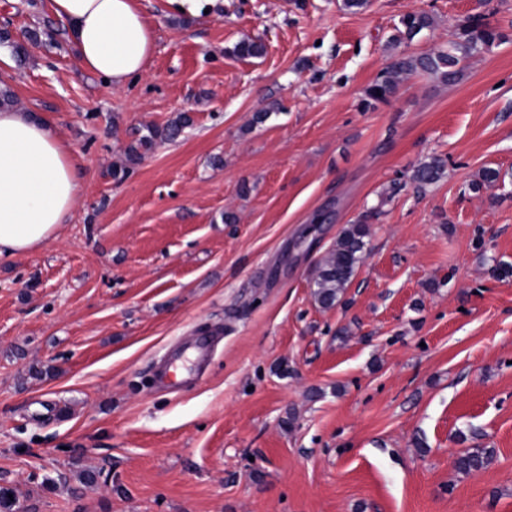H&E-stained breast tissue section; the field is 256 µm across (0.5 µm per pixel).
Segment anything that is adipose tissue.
I'll return each mask as SVG.
<instances>
[{"instance_id":"obj_1","label":"adipose tissue","mask_w":512,"mask_h":512,"mask_svg":"<svg viewBox=\"0 0 512 512\" xmlns=\"http://www.w3.org/2000/svg\"><path fill=\"white\" fill-rule=\"evenodd\" d=\"M69 25L81 67L112 85L139 76L155 31L134 0H51ZM83 175L67 143L41 115L0 109V261L59 235L80 198Z\"/></svg>"}]
</instances>
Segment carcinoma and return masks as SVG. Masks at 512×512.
Masks as SVG:
<instances>
[{
    "mask_svg": "<svg viewBox=\"0 0 512 512\" xmlns=\"http://www.w3.org/2000/svg\"><path fill=\"white\" fill-rule=\"evenodd\" d=\"M434 19L426 12H411L400 20V36L393 43L411 41L423 31L431 28ZM506 39L498 27L484 17H467L456 27L448 46L437 47L418 55L396 53L377 79L364 92L361 106L370 109L378 103H387L399 90L402 82L415 74H427L448 84L459 80L463 74V63L480 51L490 48ZM234 52L243 57H258L264 52V45L258 40L244 39L234 47ZM191 118L185 114L159 130L146 127L136 143L129 146L128 160L134 162L151 151L157 140H172L188 126ZM447 171L445 158L434 155L420 162L413 170L412 181L423 188L440 180ZM501 179L500 170L485 168L480 179L471 185L473 191L492 186ZM371 235L366 216L361 215L346 225L340 232L333 247L317 263L315 268V300L324 308H330L340 301L352 281L357 269L364 262L365 249ZM494 458L492 448H466L456 458L457 471L470 474L489 467Z\"/></svg>",
    "mask_w": 512,
    "mask_h": 512,
    "instance_id": "cac0c4a2",
    "label": "carcinoma"
}]
</instances>
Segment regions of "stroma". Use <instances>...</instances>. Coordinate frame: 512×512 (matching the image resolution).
Returning <instances> with one entry per match:
<instances>
[{
	"label": "stroma",
	"mask_w": 512,
	"mask_h": 512,
	"mask_svg": "<svg viewBox=\"0 0 512 512\" xmlns=\"http://www.w3.org/2000/svg\"><path fill=\"white\" fill-rule=\"evenodd\" d=\"M136 4L155 48L117 87L51 0H0L13 41L41 32L21 62L0 44V85L85 175L59 236L0 262V512H512V0ZM414 11L433 28L393 46ZM467 16L504 41L360 108L393 50ZM247 36L262 56L234 53ZM433 155L448 171L418 189ZM487 167L501 180L473 191ZM365 212L367 258L321 308L315 267ZM216 327L199 379L155 386L168 349ZM475 446L492 463L457 472ZM191 122V118L188 115H181L177 120L170 123L163 130L153 128L151 126L145 127L147 133L141 135L137 140L136 144H132L128 149V160L134 162L140 159L145 153L151 151L157 140H173L176 138L184 127H187ZM493 458L494 449L466 448L457 456L455 468L464 474L482 471L489 467Z\"/></svg>",
	"instance_id": "obj_1"
}]
</instances>
